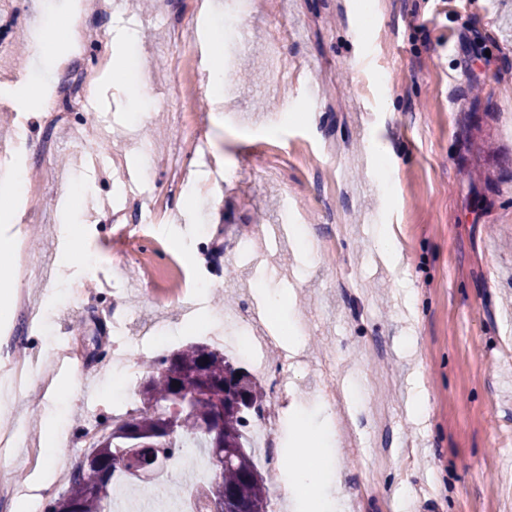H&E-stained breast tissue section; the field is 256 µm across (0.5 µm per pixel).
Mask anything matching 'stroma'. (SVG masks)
Listing matches in <instances>:
<instances>
[{
  "mask_svg": "<svg viewBox=\"0 0 512 512\" xmlns=\"http://www.w3.org/2000/svg\"><path fill=\"white\" fill-rule=\"evenodd\" d=\"M124 2L86 6L82 63L96 70L93 92L74 102L73 124L51 127L45 113L17 111L12 101L16 90L40 98L65 82L60 64L72 46L66 22L75 0H0V141L24 132L53 142L44 161L26 168L40 197L19 206L17 223H0V242L23 240L33 262L60 263L58 227L68 211L95 260L90 276L70 285L0 277V288L50 314L48 337L9 325L27 362L56 376L51 339L78 355L71 388L56 398L69 436L49 498L65 488L89 420L108 422L140 405L146 363L108 374L113 311L126 312L129 337L148 322L178 345H217V313L239 304L245 280L265 278L229 264L227 253L237 251L266 253L269 265L301 279L294 289L304 363L292 368L288 400L276 406L283 461L303 446L290 414L321 411L309 377L324 361L337 381L354 371L365 381L362 425H351L347 407L333 409L331 465L343 512H397L406 489L412 512H512V0H253L245 19L252 40L242 49L224 27L225 0H212L205 19L200 0ZM119 24L140 36L120 74L95 63ZM37 28L51 41L40 58L31 51ZM276 37L280 80L268 56ZM177 49L198 60L180 77L172 71ZM213 57L236 84L219 99L206 88ZM135 76L153 87L150 97H136ZM176 109L199 125L203 141L185 143L189 182L171 197ZM374 137L397 159V193L386 200L367 154ZM276 153L286 162L274 170ZM134 198L148 209L163 201V215L134 221ZM269 224H330L332 242L306 263L294 242L262 235ZM375 224L392 225L398 269L379 262ZM405 280L415 291L411 308ZM202 285L206 303L186 318L178 292ZM410 333L412 359L400 351ZM417 373L430 406L420 423L406 407ZM48 402L36 378L15 400L23 435L0 464V482L42 467ZM379 448L392 454L371 487L365 473Z\"/></svg>",
  "mask_w": 512,
  "mask_h": 512,
  "instance_id": "stroma-1",
  "label": "stroma"
}]
</instances>
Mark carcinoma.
Instances as JSON below:
<instances>
[{"mask_svg":"<svg viewBox=\"0 0 512 512\" xmlns=\"http://www.w3.org/2000/svg\"><path fill=\"white\" fill-rule=\"evenodd\" d=\"M142 406L113 420L97 444L87 449L73 469L67 487L47 512H112L113 480L137 481L142 474L117 463L134 458L138 441L156 445L157 461L176 456L187 441L213 456L222 448L228 458L219 483L203 491L209 512H267L268 489L255 463L248 438L250 422L260 416L263 392L247 368L237 375L231 357L205 343L190 342L154 363L145 377ZM212 390L224 400V413L210 399H197L173 412L180 392Z\"/></svg>","mask_w":512,"mask_h":512,"instance_id":"cac0c4a2","label":"carcinoma"}]
</instances>
